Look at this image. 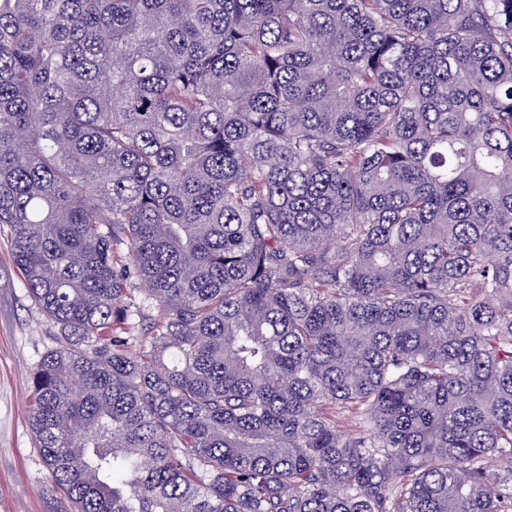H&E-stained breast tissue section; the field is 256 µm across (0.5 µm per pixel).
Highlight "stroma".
<instances>
[{"label":"stroma","mask_w":512,"mask_h":512,"mask_svg":"<svg viewBox=\"0 0 512 512\" xmlns=\"http://www.w3.org/2000/svg\"><path fill=\"white\" fill-rule=\"evenodd\" d=\"M59 327L24 287L0 234V512H68L35 445L29 417L32 377L62 345Z\"/></svg>","instance_id":"35a3bbf8"}]
</instances>
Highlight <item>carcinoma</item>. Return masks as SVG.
Masks as SVG:
<instances>
[{"label": "carcinoma", "instance_id": "obj_1", "mask_svg": "<svg viewBox=\"0 0 512 512\" xmlns=\"http://www.w3.org/2000/svg\"><path fill=\"white\" fill-rule=\"evenodd\" d=\"M0 228L74 512H512V0H0Z\"/></svg>", "mask_w": 512, "mask_h": 512}]
</instances>
